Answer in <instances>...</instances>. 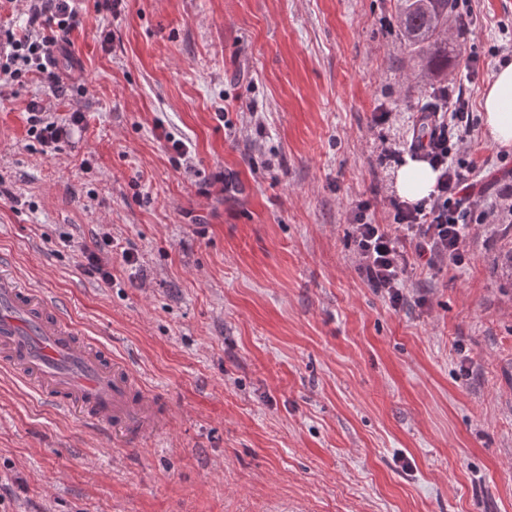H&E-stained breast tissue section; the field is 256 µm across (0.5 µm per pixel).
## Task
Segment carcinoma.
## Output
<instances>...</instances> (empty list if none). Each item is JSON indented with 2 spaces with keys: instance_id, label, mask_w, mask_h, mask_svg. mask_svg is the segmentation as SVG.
I'll return each instance as SVG.
<instances>
[{
  "instance_id": "carcinoma-1",
  "label": "carcinoma",
  "mask_w": 512,
  "mask_h": 512,
  "mask_svg": "<svg viewBox=\"0 0 512 512\" xmlns=\"http://www.w3.org/2000/svg\"><path fill=\"white\" fill-rule=\"evenodd\" d=\"M397 20L409 43L425 53V65L433 73L448 69V58L458 57L457 46L442 37L455 0H398Z\"/></svg>"
}]
</instances>
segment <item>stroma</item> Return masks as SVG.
<instances>
[{
	"label": "stroma",
	"instance_id": "stroma-1",
	"mask_svg": "<svg viewBox=\"0 0 512 512\" xmlns=\"http://www.w3.org/2000/svg\"><path fill=\"white\" fill-rule=\"evenodd\" d=\"M101 2L57 58L67 96L0 90V272L167 420L124 443L0 371V512H512V224L472 226L462 266L410 269L397 308L351 227L362 201L391 222L385 143L434 88L476 106L512 62V0L448 17L484 58L472 82L424 69L397 0ZM36 94L86 116L52 155L28 134ZM106 232L108 284L82 256Z\"/></svg>",
	"mask_w": 512,
	"mask_h": 512
}]
</instances>
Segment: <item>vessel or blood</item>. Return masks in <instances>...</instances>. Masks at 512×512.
<instances>
[{"label": "vessel or blood", "mask_w": 512, "mask_h": 512, "mask_svg": "<svg viewBox=\"0 0 512 512\" xmlns=\"http://www.w3.org/2000/svg\"><path fill=\"white\" fill-rule=\"evenodd\" d=\"M0 365L34 382L46 399L128 438L153 434L164 410L135 393L134 376L76 335L55 301L0 274Z\"/></svg>", "instance_id": "obj_1"}]
</instances>
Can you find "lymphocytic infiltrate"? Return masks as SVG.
<instances>
[{"label":"lymphocytic infiltrate","instance_id":"obj_1","mask_svg":"<svg viewBox=\"0 0 512 512\" xmlns=\"http://www.w3.org/2000/svg\"><path fill=\"white\" fill-rule=\"evenodd\" d=\"M29 10L28 31L5 34L9 51L0 62V83L21 84L34 73L55 96L66 95L56 56L66 51L69 36L80 23L74 0H31ZM83 121L79 111L58 122L49 118L40 100L28 104L29 134L46 153L55 151L69 128ZM474 127L472 108L462 94L450 106L422 113L420 133L411 148L438 170L435 192L412 206L392 200L389 224L372 223L363 204L353 214L357 270L392 303L404 298L405 275L412 260H425L431 271L444 262L463 265L465 231L470 225L512 223V167H499L504 186L496 198H488V184L475 178L476 160L463 149Z\"/></svg>","mask_w":512,"mask_h":512}]
</instances>
